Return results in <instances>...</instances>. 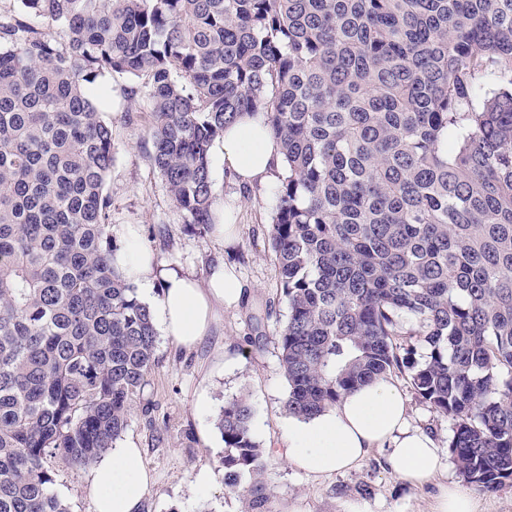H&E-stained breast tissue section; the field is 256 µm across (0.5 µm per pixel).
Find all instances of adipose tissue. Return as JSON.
<instances>
[{
  "instance_id": "ef3b65f1",
  "label": "adipose tissue",
  "mask_w": 512,
  "mask_h": 512,
  "mask_svg": "<svg viewBox=\"0 0 512 512\" xmlns=\"http://www.w3.org/2000/svg\"><path fill=\"white\" fill-rule=\"evenodd\" d=\"M224 170L240 183L264 185L282 165L280 144L261 117H240L218 143ZM112 234L122 247L115 263L143 295L161 288L151 307L154 324L178 346L192 347L206 332L215 305L232 307L245 297V284L225 265L199 283L156 259L138 240L136 228L117 224ZM388 449V462L406 482L436 479L443 463L434 436L411 428L406 401L396 384L379 377L346 394L336 406L288 425L283 458L307 474L320 476L355 467L372 449ZM150 478L136 448L115 449L90 478L95 512H139Z\"/></svg>"
}]
</instances>
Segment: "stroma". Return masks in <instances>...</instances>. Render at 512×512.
<instances>
[{"label": "stroma", "instance_id": "obj_1", "mask_svg": "<svg viewBox=\"0 0 512 512\" xmlns=\"http://www.w3.org/2000/svg\"><path fill=\"white\" fill-rule=\"evenodd\" d=\"M127 82L117 74L103 85V112L112 122L115 152L106 183L113 223L134 226L142 245L159 260L198 280L218 262L232 264L250 291L240 306L216 308L192 348L158 338L155 365L118 441L140 449L151 476L142 512H240L238 497L226 486L224 444L214 420L225 399L242 392L256 411L255 436L269 452L264 480L271 512H432L439 484L463 480L448 447L453 422L422 403L402 374L393 379L405 396L409 422L434 435L445 465L437 481L420 487L405 483L389 467L384 448L372 449L350 471L321 476L306 475L278 455L289 417L283 409L288 384L274 343L288 316L269 242L277 187L240 184L225 174L220 157H213L215 200L235 202L239 236L228 247L216 236L196 235L151 164L146 103L125 100ZM50 467L53 490L70 512H95L88 471L73 470L60 459Z\"/></svg>", "mask_w": 512, "mask_h": 512}]
</instances>
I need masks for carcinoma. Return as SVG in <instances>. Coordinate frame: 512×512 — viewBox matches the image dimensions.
<instances>
[{
	"instance_id": "1",
	"label": "carcinoma",
	"mask_w": 512,
	"mask_h": 512,
	"mask_svg": "<svg viewBox=\"0 0 512 512\" xmlns=\"http://www.w3.org/2000/svg\"><path fill=\"white\" fill-rule=\"evenodd\" d=\"M14 2L0 8V512H68L49 461L97 463L155 362L150 308L113 263L112 122L89 86L114 74L146 99L152 165L201 236L224 127L259 114L278 140L286 413L403 368L454 421L465 480H512V0ZM254 418L246 395L224 401L221 463L243 512H270Z\"/></svg>"
}]
</instances>
